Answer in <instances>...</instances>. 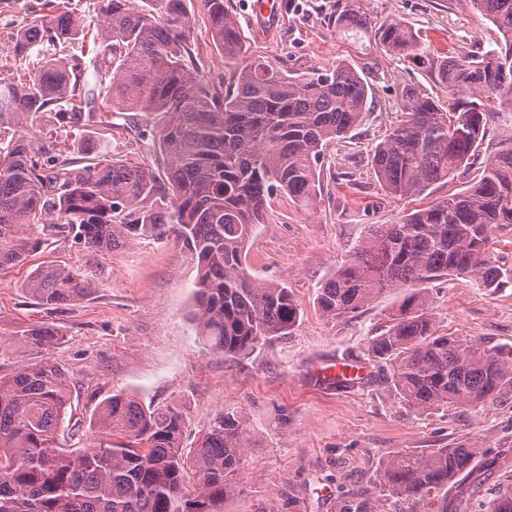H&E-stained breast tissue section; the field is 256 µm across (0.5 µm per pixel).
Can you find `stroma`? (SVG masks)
Masks as SVG:
<instances>
[{
  "label": "stroma",
  "mask_w": 512,
  "mask_h": 512,
  "mask_svg": "<svg viewBox=\"0 0 512 512\" xmlns=\"http://www.w3.org/2000/svg\"><path fill=\"white\" fill-rule=\"evenodd\" d=\"M255 2H225L247 58L293 77L349 63L373 97L361 125L325 150L315 209L306 212L286 196L274 197L250 243V273L288 286L301 305L291 336L239 360L212 354L196 334L197 261L183 242L171 235L142 237L113 252H95L35 224L28 234L36 247L27 260L0 271V377L24 365L60 366L77 418L115 391L146 406H176L186 420L187 448L197 446L222 409L238 408L246 448L223 512H340L352 494L367 499L372 512H401L402 502L378 483L385 462L399 452L456 448L477 437L491 451L512 448V389L479 408L416 411L383 371L364 362L369 337L397 310L400 292L381 295L354 322L336 324L317 310L315 291L348 259L369 225L393 223L467 188L483 162L512 147V107L506 105L490 120L477 161L423 193L387 194L370 162L371 149L403 118V86L447 105L440 61L494 49L500 34L471 0H349L372 30L398 20L418 35V50L400 57L376 46L372 30L355 35L339 28L336 0H282L280 20L270 30L258 28ZM49 12L46 0H0V76L19 78L38 68L41 54L34 48L17 54L14 37ZM189 44L206 88L223 95L235 69L213 44L203 13L195 15ZM159 131L148 113L120 116L99 109L71 127L54 113H40L31 133L75 168L105 153L155 169L162 165ZM49 265L95 286L77 301L43 306L22 283ZM429 292L438 334L512 349V283L487 291L467 276L451 275L431 283ZM42 324L58 334L56 345L18 343V331ZM339 359L365 364V378L346 387L328 384L321 371Z\"/></svg>",
  "instance_id": "stroma-1"
}]
</instances>
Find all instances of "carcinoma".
<instances>
[{
	"label": "carcinoma",
	"instance_id": "1",
	"mask_svg": "<svg viewBox=\"0 0 512 512\" xmlns=\"http://www.w3.org/2000/svg\"><path fill=\"white\" fill-rule=\"evenodd\" d=\"M502 35L497 48L440 63L448 111L415 88L402 89L405 120L374 147L373 172L383 190L403 197L424 192L454 174L478 152L491 104H512V0H472ZM210 22L215 47L227 60L243 51L240 30L224 0H197ZM92 35L107 79L89 85L80 63L48 57L25 81L0 79V270L22 262L33 248L32 224L72 233L95 251L116 250L140 236L170 231L195 252L193 320L208 349L230 359L292 334L302 309L292 290L262 283L246 264L255 227L277 194L310 209L319 202L324 150L355 130L369 110L371 91L350 64L291 78L258 61L236 72L233 92L209 94L189 66L192 13L186 0H97ZM344 28L368 30L348 6L336 9ZM87 37L63 10L36 19L15 36L24 53L55 40ZM375 43L397 55L416 45L414 33L393 20L374 33ZM155 112L165 178L113 157L71 169L25 129L40 112L58 113L73 126L85 110ZM512 224V148L486 161L467 189L401 217L371 224L348 260L316 291L322 316L348 324L386 290L406 293L389 324L368 340L366 356L388 371L407 404L427 411L484 405L512 389V350L475 339L439 335L427 284L452 273L481 288H500L512 270L488 256L493 226ZM24 290L53 307L94 288L70 272L44 267ZM23 344L52 346L47 326L16 332ZM68 378L57 365H29L0 377V512H219L233 486L245 448L244 418L226 408L195 448L182 445L185 419L171 405L144 407L117 391L88 419L68 413ZM91 439L65 448V430ZM475 439L427 454L400 453L380 472L386 491L416 512L417 504L453 491L450 512H466L485 477L499 474L485 512H512V470ZM194 480L193 488L188 481Z\"/></svg>",
	"mask_w": 512,
	"mask_h": 512
}]
</instances>
